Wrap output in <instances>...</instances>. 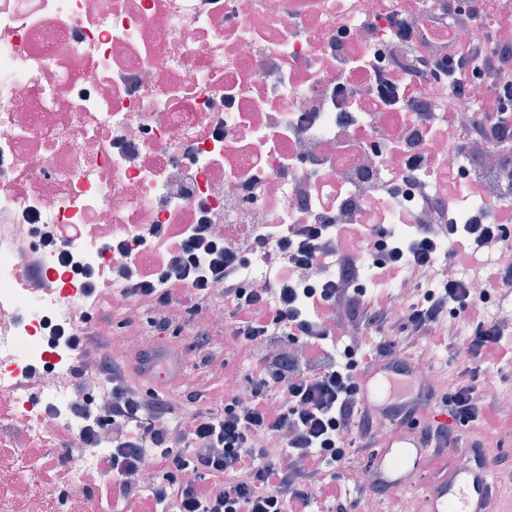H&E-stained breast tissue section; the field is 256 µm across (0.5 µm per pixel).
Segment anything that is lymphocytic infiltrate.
Listing matches in <instances>:
<instances>
[{
  "mask_svg": "<svg viewBox=\"0 0 512 512\" xmlns=\"http://www.w3.org/2000/svg\"><path fill=\"white\" fill-rule=\"evenodd\" d=\"M470 0H450L446 10L423 14L410 9L395 22V35L408 45V59L389 63L378 51L371 71L375 99L388 106L402 90L430 82L437 90H461L478 81L488 87L474 111L458 112L464 131L494 144L512 142V46L465 42L452 50L427 45L419 33L424 24L460 27L474 16ZM423 158L407 154L401 179L384 187L401 216L414 210L433 212L436 223L417 225L412 239L395 240L382 224H292L285 232L263 231L236 251L225 249L207 223L194 225L190 236L175 238L165 224L152 225L148 237L165 241L160 267L134 263L113 269L114 278L155 312L157 332H180L188 318L206 314L213 285L224 287L227 332L251 356V402L238 407L235 395L205 386L194 393L195 407L183 412L159 396L129 386L126 364L105 356L100 330L108 316L79 313L71 335L80 363L76 375L91 372L111 382L114 402L101 424L120 422L127 430L112 452V474L122 486L130 512H308L312 505L346 503L336 487V469L347 468L376 447L383 426H405L420 403L440 399L451 425L429 422L420 433L423 447L435 459H447L452 448L469 441L478 460H485L484 433H512V419L499 414L498 398L485 389L494 366L512 363V326L488 319L482 311L492 295L512 292V269L483 273L481 293H474L463 267L468 256L497 253L512 246L503 224L492 212L476 213L470 223L449 217L446 189L419 180ZM447 241L448 273L424 285L421 269ZM267 246L277 270L275 281L251 288L238 278L252 252ZM370 264L377 280L396 283L398 295L370 297L358 280L362 264ZM335 265L336 278L303 281L301 268L321 271ZM455 335L444 332L447 322ZM380 336L377 349L362 350L365 333ZM301 344L304 360H296L287 344ZM455 350L460 370L448 396L436 397L424 385L417 400L395 403L383 412L364 403V377L386 360L417 367L423 347ZM466 427L460 437L458 427ZM279 437L283 448L270 451ZM159 468L152 496H143L133 476L145 465ZM191 481H183L185 473Z\"/></svg>",
  "mask_w": 512,
  "mask_h": 512,
  "instance_id": "1",
  "label": "lymphocytic infiltrate"
}]
</instances>
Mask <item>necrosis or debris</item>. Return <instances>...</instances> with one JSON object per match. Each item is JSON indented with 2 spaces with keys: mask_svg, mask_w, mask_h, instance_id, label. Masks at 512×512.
I'll return each instance as SVG.
<instances>
[{
  "mask_svg": "<svg viewBox=\"0 0 512 512\" xmlns=\"http://www.w3.org/2000/svg\"><path fill=\"white\" fill-rule=\"evenodd\" d=\"M477 17L426 40L487 38L506 0H474ZM448 0H0V215L62 230L84 269L158 265L164 247L140 238L153 224L188 234L206 217L233 246L258 229L332 211L335 223L370 213L405 228L389 199L410 141L419 178L463 169L455 223L477 210L512 217L502 153L460 148L450 113L425 125L405 101L375 106L365 58L403 51L392 21ZM349 39L335 48L340 28ZM466 140V139H465ZM258 180L257 194L245 184ZM126 241L128 250H111ZM28 240L0 241V512H124L108 461L124 427L84 429L66 413L84 384L52 336L81 310L108 309L123 328L110 356L150 350L134 296L119 284L86 297L44 292L56 254L28 278Z\"/></svg>",
  "mask_w": 512,
  "mask_h": 512,
  "instance_id": "1",
  "label": "necrosis or debris"
}]
</instances>
